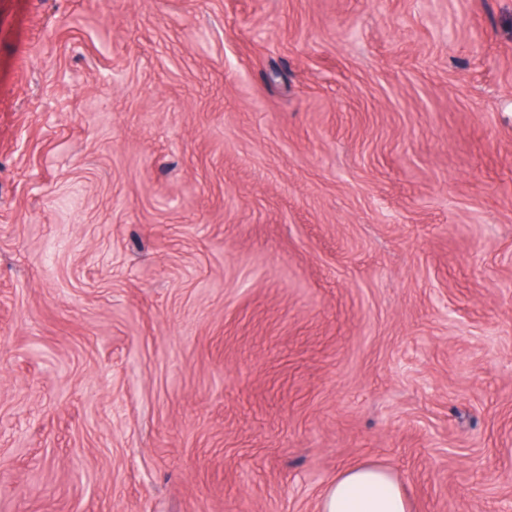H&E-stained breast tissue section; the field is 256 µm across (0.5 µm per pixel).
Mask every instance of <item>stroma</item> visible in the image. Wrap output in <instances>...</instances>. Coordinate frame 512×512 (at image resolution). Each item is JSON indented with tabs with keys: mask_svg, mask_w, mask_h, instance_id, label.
<instances>
[{
	"mask_svg": "<svg viewBox=\"0 0 512 512\" xmlns=\"http://www.w3.org/2000/svg\"><path fill=\"white\" fill-rule=\"evenodd\" d=\"M512 512V0H0V508ZM319 512H410L399 480L385 467L361 463L341 470L325 488Z\"/></svg>",
	"mask_w": 512,
	"mask_h": 512,
	"instance_id": "35a3bbf8",
	"label": "stroma"
}]
</instances>
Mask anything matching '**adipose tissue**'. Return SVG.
I'll list each match as a JSON object with an SVG mask.
<instances>
[{
    "mask_svg": "<svg viewBox=\"0 0 512 512\" xmlns=\"http://www.w3.org/2000/svg\"><path fill=\"white\" fill-rule=\"evenodd\" d=\"M319 512H410L399 480L385 467L361 463L341 470L325 488Z\"/></svg>",
    "mask_w": 512,
    "mask_h": 512,
    "instance_id": "ef3b65f1",
    "label": "adipose tissue"
}]
</instances>
